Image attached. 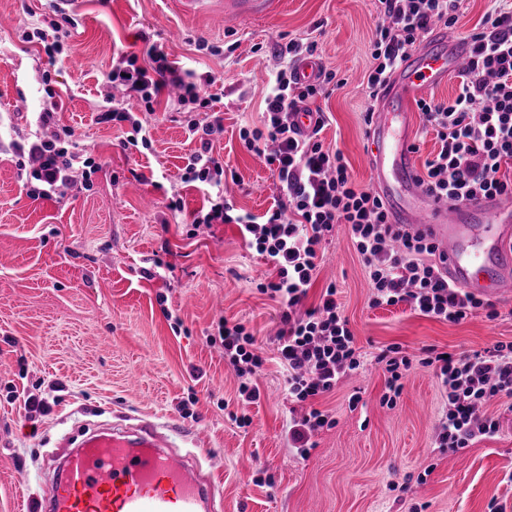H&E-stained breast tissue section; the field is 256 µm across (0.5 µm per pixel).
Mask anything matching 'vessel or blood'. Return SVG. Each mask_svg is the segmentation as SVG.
Wrapping results in <instances>:
<instances>
[{"label": "vessel or blood", "instance_id": "1", "mask_svg": "<svg viewBox=\"0 0 512 512\" xmlns=\"http://www.w3.org/2000/svg\"><path fill=\"white\" fill-rule=\"evenodd\" d=\"M277 0H225L228 17L275 12ZM470 54L461 37L435 29L409 54L378 95L366 160L392 224L423 235L459 287L494 300L512 295V201L481 197L439 201L418 168L414 107L447 84ZM35 512H224L213 471L172 450L168 426L146 418L93 431L55 465Z\"/></svg>", "mask_w": 512, "mask_h": 512}]
</instances>
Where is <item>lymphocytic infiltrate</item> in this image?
<instances>
[{"instance_id": "1", "label": "lymphocytic infiltrate", "mask_w": 512, "mask_h": 512, "mask_svg": "<svg viewBox=\"0 0 512 512\" xmlns=\"http://www.w3.org/2000/svg\"><path fill=\"white\" fill-rule=\"evenodd\" d=\"M379 2L382 19L371 38L375 65L367 78L373 98L390 72L429 34L432 23L446 27L456 23L461 0ZM50 10L52 19L46 27L34 28L32 35L52 67L69 52L77 21L58 0H52ZM468 40L471 57L457 96L449 102L423 100L418 104L424 128L434 131L440 144L424 165L423 180L437 199L512 198V176L501 171L512 162V0H493L482 26ZM317 48L316 41L292 38L272 49L277 67L267 86L261 123L239 130L244 148L263 158L278 178V195L262 218L232 215L230 203L223 199L226 171L213 153L214 143L224 133L221 117L188 123V135L198 139L200 147L188 158L181 175L182 183L198 187L211 200L207 213H194V224H236L246 244L272 270L271 279L258 283L257 288L282 307L276 355L288 372L289 398L306 407L302 415L288 421V445L303 458L309 454L312 437L335 424L326 412L313 407L316 396L334 390L348 372L371 358L387 374L381 402L391 407L412 368L399 345L381 347L371 357L356 347L336 300L335 285L325 288L315 307L297 313L316 279L321 245L337 225L346 226L363 260L371 306L404 304L420 315L452 324L481 308L488 318L498 316L491 302L448 279L436 261L434 245L387 224L378 196L358 189L342 152L325 146L321 138L324 112H317L314 126L306 133L292 121L293 113L308 110L311 102L328 97L342 85L335 71L323 68L312 82L300 81V64L314 57ZM214 82L210 75L199 78L194 71H179L155 45L141 55L124 53L103 80L109 90L121 86L123 98L118 101L110 93L105 95L106 107L98 120L129 123L128 142L135 146L166 87L177 89L178 104L209 108L217 101L208 92ZM61 107V101H48L38 115L41 136L29 144L18 141L13 145L17 156H28L32 162L24 185L35 199L64 195L78 183H89L100 169L92 158L67 149L71 131L55 121ZM218 337L243 404L258 403L261 394L254 377L265 359L255 348L253 334L242 324L224 321L218 325ZM421 363L434 367L446 399L435 426V447L456 452L498 432V421L483 409L495 400H512V341L495 343L480 352L448 355L430 346Z\"/></svg>"}]
</instances>
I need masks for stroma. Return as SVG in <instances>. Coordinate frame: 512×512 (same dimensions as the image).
Instances as JSON below:
<instances>
[{
	"instance_id": "obj_1",
	"label": "stroma",
	"mask_w": 512,
	"mask_h": 512,
	"mask_svg": "<svg viewBox=\"0 0 512 512\" xmlns=\"http://www.w3.org/2000/svg\"><path fill=\"white\" fill-rule=\"evenodd\" d=\"M47 7L0 0V512H21L45 490L46 458L66 433L120 413L171 426L173 447L199 444L201 464L224 483V512H491L495 504L512 512V410L491 403L485 411L499 420L497 436L440 451L433 435L445 399L433 370L418 364L430 345L460 353L512 341V298L496 302L497 319L480 311L458 324L403 304L370 307L363 261L337 227L322 245L308 303L335 285L356 347L397 344L416 365L391 408L380 402L385 374L372 362L319 397L316 407L336 424L300 458L288 448L284 369L267 362L257 375L259 403L241 407L224 350L209 341L226 319L271 353L281 308L257 291L270 269L236 225L192 226L203 193L179 176L199 146L187 124L203 108L160 97L144 150L125 146L127 127L97 120L113 59L141 53L145 41L179 68L212 74L214 109L224 118L214 153L239 176L224 194L237 212L263 215L277 177L243 147L239 129L261 117L274 67L268 47L310 38L319 66L344 81L318 101L328 117L324 143L343 152L358 187L371 189L364 116L374 105L366 83L378 0H279L272 15L230 22L224 0L192 16L168 0H73L72 51L52 70L24 39ZM52 90L63 100L60 124L102 169L89 187L35 200L17 176L12 144L39 134ZM18 94L25 108L13 107ZM175 199L182 210H171ZM33 394L46 397L45 412H26ZM241 412L251 419L244 428L232 419Z\"/></svg>"
}]
</instances>
